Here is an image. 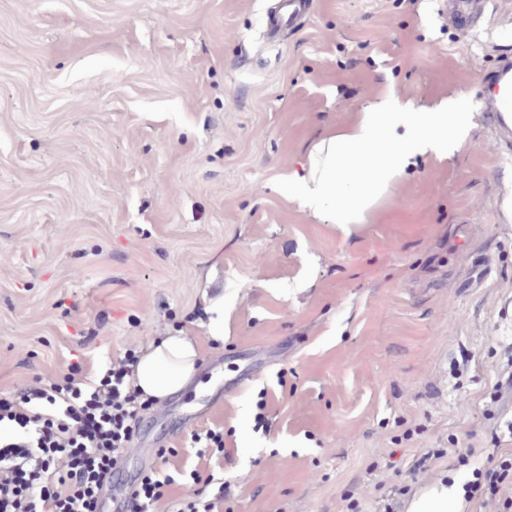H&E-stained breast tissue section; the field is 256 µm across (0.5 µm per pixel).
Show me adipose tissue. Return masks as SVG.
<instances>
[{
    "label": "adipose tissue",
    "mask_w": 512,
    "mask_h": 512,
    "mask_svg": "<svg viewBox=\"0 0 512 512\" xmlns=\"http://www.w3.org/2000/svg\"><path fill=\"white\" fill-rule=\"evenodd\" d=\"M469 113L447 105L414 108L388 95L372 102L358 124L317 142L299 173L288 178V191L313 213L334 206L337 226L345 232L364 223L367 213L418 159H446L466 141ZM200 361L196 337L176 330L143 350L133 384L157 401L183 390Z\"/></svg>",
    "instance_id": "obj_1"
}]
</instances>
